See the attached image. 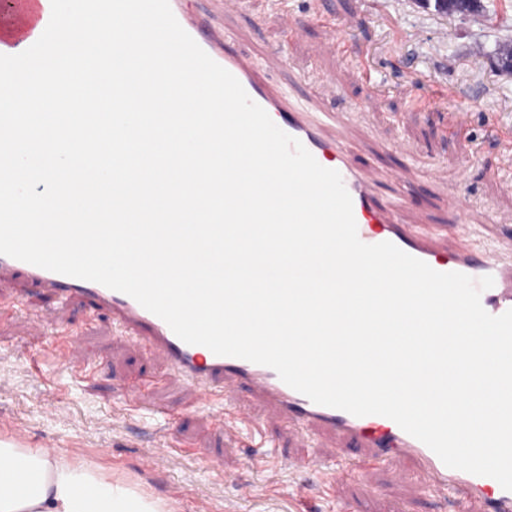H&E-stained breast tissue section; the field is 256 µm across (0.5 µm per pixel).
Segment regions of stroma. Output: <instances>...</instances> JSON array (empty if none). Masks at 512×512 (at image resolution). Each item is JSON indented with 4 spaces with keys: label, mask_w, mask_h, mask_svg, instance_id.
<instances>
[{
    "label": "stroma",
    "mask_w": 512,
    "mask_h": 512,
    "mask_svg": "<svg viewBox=\"0 0 512 512\" xmlns=\"http://www.w3.org/2000/svg\"><path fill=\"white\" fill-rule=\"evenodd\" d=\"M483 14L445 15L421 0H241L225 14L224 0H183L200 23L201 40L228 48L277 89L307 95L312 85L338 87L322 108L342 114L339 130L352 158L375 183L380 204L393 208L413 230L436 235L442 247L476 249L494 242L512 259V73L494 68L500 44H512V0H483ZM295 25L284 29L282 9ZM448 86L455 95L440 100ZM469 115L466 130L453 128L456 113ZM409 144L403 157L396 142ZM399 169L401 184L388 179ZM464 178H457V169ZM414 187L405 201L401 185ZM456 199L460 219L448 214ZM57 330L31 335L24 314L0 312V440L39 448L61 440L79 464L102 468L174 512L207 500L211 512H336L307 455L330 461L339 442L315 435L314 446L284 425L268 422L266 438L278 457L273 467H244L256 454L248 439L224 433L213 414L193 406L180 384L168 379L164 359L132 345L112 328L107 313L89 312L79 300L54 312ZM78 336L83 348L70 366L34 367L37 350ZM163 407L171 422L126 413L132 388ZM172 454L143 464L162 442ZM397 461L369 472L365 481L337 484L351 512H456L446 502L402 483ZM234 473L225 482L224 473Z\"/></svg>",
    "instance_id": "stroma-1"
}]
</instances>
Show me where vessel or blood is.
<instances>
[{"label": "vessel or blood", "mask_w": 512, "mask_h": 512, "mask_svg": "<svg viewBox=\"0 0 512 512\" xmlns=\"http://www.w3.org/2000/svg\"><path fill=\"white\" fill-rule=\"evenodd\" d=\"M15 2L22 10L35 15L36 31L27 38L28 43H35L50 20L51 0ZM220 64L239 80L249 97L280 129L298 139L320 165L340 173L352 198L362 242H392L439 272H461L475 279L492 276L493 287L481 294L483 308L492 315L512 309V264L502 262L494 246L485 245L466 253H446L429 236L412 233L393 212L378 207L371 185L352 163L342 139L322 138V129L335 125V113L319 111L310 99L300 97L291 89H270L232 52H224ZM34 286L58 301L76 297L91 310L107 311L113 325L128 341L165 359L172 374L190 390L194 402L205 403L215 397L224 400L226 406L218 414L224 427L233 428L242 421L236 414L239 405H253L294 428L299 436L326 431L344 441L340 459L349 478H362L379 463L409 458L415 461L418 471L400 472V481H411L417 474L423 477L427 490L452 494L470 512H512V491L504 490L493 478L447 467L429 447L390 418L357 417L316 404L286 385L270 367L218 356L202 345L186 344L164 320L124 293L0 255V298L24 297ZM242 422L258 431L265 425L264 420L254 417Z\"/></svg>", "instance_id": "b4317fda"}]
</instances>
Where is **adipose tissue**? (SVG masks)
Listing matches in <instances>:
<instances>
[{"instance_id":"adipose-tissue-1","label":"adipose tissue","mask_w":512,"mask_h":512,"mask_svg":"<svg viewBox=\"0 0 512 512\" xmlns=\"http://www.w3.org/2000/svg\"><path fill=\"white\" fill-rule=\"evenodd\" d=\"M0 512H172L103 470L0 441Z\"/></svg>"}]
</instances>
